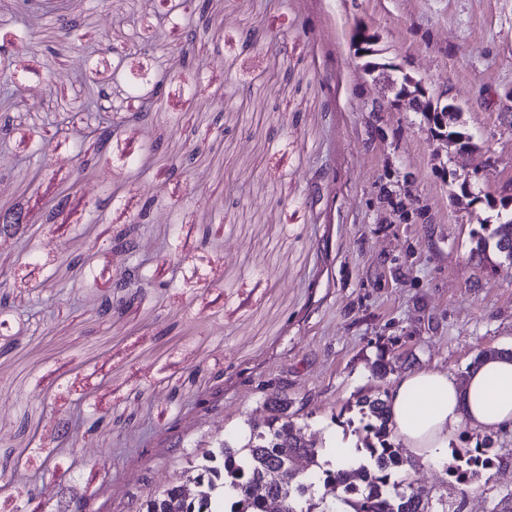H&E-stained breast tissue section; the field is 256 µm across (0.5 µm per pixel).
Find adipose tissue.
Instances as JSON below:
<instances>
[{
  "instance_id": "adipose-tissue-1",
  "label": "adipose tissue",
  "mask_w": 512,
  "mask_h": 512,
  "mask_svg": "<svg viewBox=\"0 0 512 512\" xmlns=\"http://www.w3.org/2000/svg\"><path fill=\"white\" fill-rule=\"evenodd\" d=\"M386 400L398 442L422 460L443 463L460 430L512 429V355L482 359L463 380L436 368L404 371Z\"/></svg>"
}]
</instances>
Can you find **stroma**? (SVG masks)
I'll return each mask as SVG.
<instances>
[{
	"instance_id": "stroma-1",
	"label": "stroma",
	"mask_w": 512,
	"mask_h": 512,
	"mask_svg": "<svg viewBox=\"0 0 512 512\" xmlns=\"http://www.w3.org/2000/svg\"><path fill=\"white\" fill-rule=\"evenodd\" d=\"M36 2L33 15L0 0L8 73L38 94L0 111V211L19 204L33 222L31 237L0 239V512H69L75 490L86 512H139L216 437L266 420L271 384L286 386L306 439L340 428L355 442L356 400L402 372L459 377L480 350H512V262L472 254L512 181V0H196L178 19L169 0ZM62 16L77 34L67 48ZM191 30L196 98L179 73ZM362 31L376 38L372 72ZM106 41L129 47L128 76L170 79L159 107L104 144L67 116L107 84L140 111L111 81ZM406 75L457 100L469 155L436 153L424 115L397 98ZM375 99L385 111L371 112ZM38 136L58 164L24 165ZM78 139L119 182L96 224L73 185ZM466 180L482 197L469 207ZM146 185L158 200L139 224ZM123 232L147 254L148 280L107 313ZM48 241L51 277L25 257ZM71 429L108 458L74 452ZM491 441V465L466 486L416 460L409 478L433 512L512 502V430Z\"/></svg>"
}]
</instances>
